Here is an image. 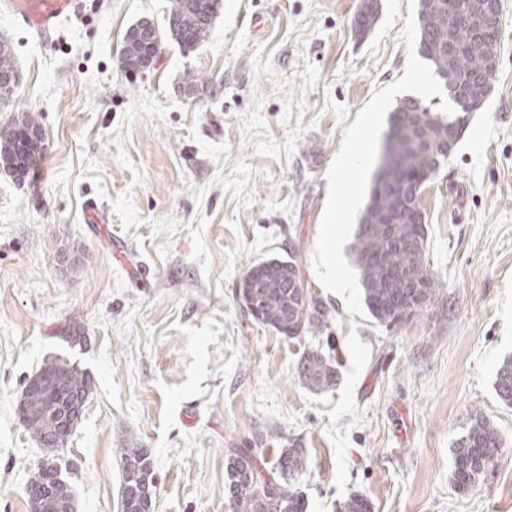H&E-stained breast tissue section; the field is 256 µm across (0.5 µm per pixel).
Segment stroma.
<instances>
[{
  "label": "stroma",
  "mask_w": 512,
  "mask_h": 512,
  "mask_svg": "<svg viewBox=\"0 0 512 512\" xmlns=\"http://www.w3.org/2000/svg\"><path fill=\"white\" fill-rule=\"evenodd\" d=\"M87 2L44 34L0 14L18 75L0 128L29 112L44 134L34 173L0 169V512H29L43 454L17 404L55 356L93 381L61 452L75 512H119L128 448L151 453L154 512H233L228 449L270 466L291 445L306 512L353 494L372 512H512V406L495 391L512 356V0L491 90L421 196L442 301L391 327L347 253L375 168L346 170L336 194L331 173L357 135L379 150L400 99L453 111L417 51L418 0H380L364 35L361 0H222L206 42L164 39L137 74L119 64L123 37L164 24L169 0ZM331 222L348 296L318 270ZM288 257L330 313L295 339L236 296L251 264ZM314 348L336 372L324 391L296 376ZM475 412L505 445L462 491L452 445Z\"/></svg>",
  "instance_id": "stroma-1"
}]
</instances>
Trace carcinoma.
Instances as JSON below:
<instances>
[{
	"instance_id": "carcinoma-1",
	"label": "carcinoma",
	"mask_w": 512,
	"mask_h": 512,
	"mask_svg": "<svg viewBox=\"0 0 512 512\" xmlns=\"http://www.w3.org/2000/svg\"><path fill=\"white\" fill-rule=\"evenodd\" d=\"M475 0H419V55L430 62L436 74L451 69L461 88H467L473 77L490 73L498 57L499 39H479L474 29L461 25L462 15L469 13ZM167 31L186 48L203 43L218 15V0H169ZM377 13L370 3L357 15V29L366 33L375 23ZM162 36L157 26L141 31V25L129 30L125 37L121 60L128 70L141 69L143 52ZM460 50L448 58V45ZM466 117L443 116L431 112L421 99L403 98L389 118L390 132L402 140L403 149L394 168V186L366 205L349 245V257L357 269L363 288L364 302L374 319L384 325L396 324L438 304L444 288L441 279L430 272L425 262L427 232L420 223L422 216L419 194L422 185L413 182L417 173L428 179L436 173L437 159L419 141L418 130L427 131L430 140L438 142L448 136V127H464ZM35 133L41 130L36 118L25 112L12 124L0 128V168L17 174L29 170L40 159L37 142L21 140L18 128ZM278 266L260 279L262 295L251 316L276 329L290 339L299 337L312 327L320 330L329 320L327 307L314 295H308L306 307L296 315L290 308L294 301L288 281L298 278L293 260H276ZM419 268L425 276L428 300L407 309L403 290L382 288L385 267ZM297 377L312 390H326L336 381L335 371L327 365L326 356L314 349L306 352L297 366ZM91 390V379L77 364L54 357L44 361L40 370L28 381L18 402L17 413L22 426L38 442L43 453L42 468L36 474L34 487L25 488L30 512H72L73 493L60 476L59 459L76 417L63 421L62 410L69 400ZM495 391L501 402L512 406V358L503 360L497 371ZM504 442L496 427L482 414L471 416L464 433L454 442L451 477L460 490L475 485L497 458ZM305 466L300 448H283L273 472H268L254 448H231L226 459L227 487L234 512H305V501L293 487L294 475ZM155 478L150 452L146 448L124 450L122 487H140ZM59 486L61 496L49 497L38 491L42 486ZM342 512H372L369 500L350 496Z\"/></svg>"
}]
</instances>
